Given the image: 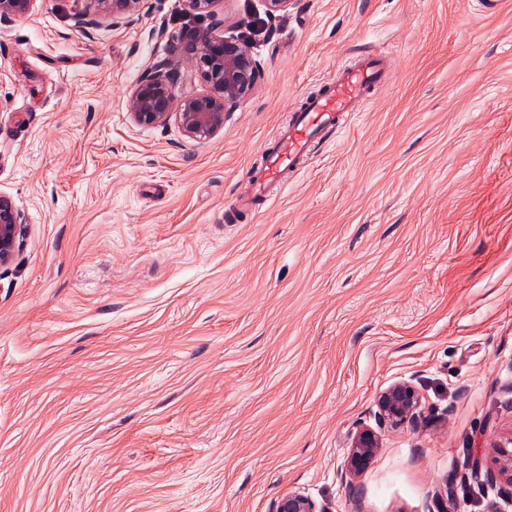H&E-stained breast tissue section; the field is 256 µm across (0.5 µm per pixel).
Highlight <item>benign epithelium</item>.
Here are the masks:
<instances>
[{"instance_id":"benign-epithelium-1","label":"benign epithelium","mask_w":512,"mask_h":512,"mask_svg":"<svg viewBox=\"0 0 512 512\" xmlns=\"http://www.w3.org/2000/svg\"><path fill=\"white\" fill-rule=\"evenodd\" d=\"M36 0H0V23L28 14ZM91 9L79 23L96 28L101 20L112 16L133 15L140 0H88ZM193 67L205 82L202 94L180 96L168 72V65L155 68L153 74L132 89L127 112L137 125L153 126L175 119L188 139L205 142L224 127V112L245 100L254 90L258 65L248 43L208 35L200 37L193 52ZM20 213L12 203L0 197V264L9 261L18 237ZM421 403L420 393L407 382H398L377 399L378 419L383 424L406 422ZM381 448L380 438L371 429L356 433L348 446L349 471L360 473ZM275 512H327L310 497L296 492L285 493Z\"/></svg>"}]
</instances>
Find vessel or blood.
<instances>
[{
  "instance_id": "obj_1",
  "label": "vessel or blood",
  "mask_w": 512,
  "mask_h": 512,
  "mask_svg": "<svg viewBox=\"0 0 512 512\" xmlns=\"http://www.w3.org/2000/svg\"><path fill=\"white\" fill-rule=\"evenodd\" d=\"M392 76L381 55L365 53L337 67L320 94L308 99L303 111L292 113L276 138L265 144L260 167L249 174V188L233 202L238 212H253L275 199L290 177L304 171L319 146L327 144L346 113L355 111L369 90Z\"/></svg>"
}]
</instances>
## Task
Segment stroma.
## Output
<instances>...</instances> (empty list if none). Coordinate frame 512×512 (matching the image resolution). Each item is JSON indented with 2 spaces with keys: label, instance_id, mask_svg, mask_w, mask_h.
Returning <instances> with one entry per match:
<instances>
[{
  "label": "stroma",
  "instance_id": "stroma-1",
  "mask_svg": "<svg viewBox=\"0 0 512 512\" xmlns=\"http://www.w3.org/2000/svg\"><path fill=\"white\" fill-rule=\"evenodd\" d=\"M0 24V512H512V0H141ZM242 38L251 95L198 143L126 100L203 34ZM387 54L334 142L229 213L268 138L357 52ZM422 396L398 427L378 395ZM379 453L349 477L360 430ZM494 470L474 477L473 460ZM92 10L85 11L79 23L87 28H96L101 20L112 15H133L137 12L140 0H88ZM18 224H23L20 213L8 199L0 197V264L9 261L13 256ZM275 512H326L310 497L296 492L288 491L277 503Z\"/></svg>",
  "mask_w": 512,
  "mask_h": 512
}]
</instances>
